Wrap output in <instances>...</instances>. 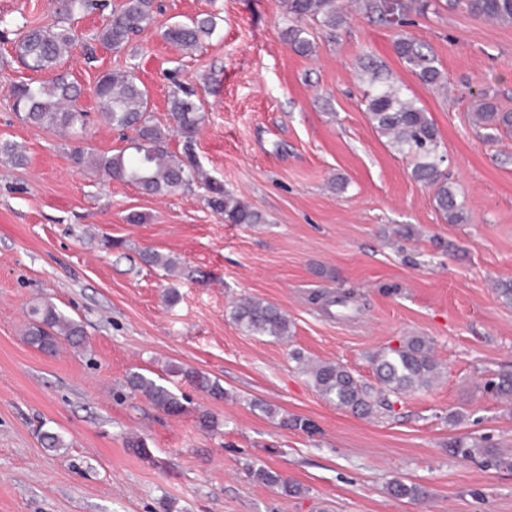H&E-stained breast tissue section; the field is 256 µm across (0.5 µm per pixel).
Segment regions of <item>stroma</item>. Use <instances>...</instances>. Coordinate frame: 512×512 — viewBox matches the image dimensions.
<instances>
[{"label": "stroma", "instance_id": "obj_1", "mask_svg": "<svg viewBox=\"0 0 512 512\" xmlns=\"http://www.w3.org/2000/svg\"><path fill=\"white\" fill-rule=\"evenodd\" d=\"M54 10L53 0H0V141L27 157H0V512H512V470L448 450L466 437L512 454V407L481 388L512 373V305L493 291L512 281V133L488 142L469 120L483 91L512 110V25L443 8L397 29L351 6L333 32L310 27L303 55L283 39L280 0H155L127 47L78 45L59 64L88 114L67 133L24 122L10 94L45 78L17 60V29L52 23ZM205 13L217 27L200 47L163 39ZM400 32L432 48L447 91L395 56ZM370 64L435 122L463 223L445 222L369 121ZM114 70L136 74L164 128L176 88L194 90V182L152 196L74 163L75 150L125 145L93 94ZM213 183L262 223H224L207 203ZM403 225L412 239L395 236ZM148 250L174 271L146 266ZM324 292L351 301L329 316L311 301ZM244 296L286 312L291 338L237 327L232 305ZM45 300L81 323L84 346L47 355L26 343L30 309ZM410 335L433 340L441 378L372 419L322 399L290 357L339 361L369 382L370 354ZM174 364L217 379L227 399L170 376ZM131 371L166 378L188 413L130 396ZM202 411L219 419L215 432L199 429ZM285 414L314 433L281 426ZM46 431L63 448H43ZM130 436L145 438L147 456L126 447ZM247 462L302 494L253 481ZM394 480L420 484L424 499L393 498Z\"/></svg>", "mask_w": 512, "mask_h": 512}]
</instances>
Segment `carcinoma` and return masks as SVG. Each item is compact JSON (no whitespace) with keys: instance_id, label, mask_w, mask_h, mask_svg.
Masks as SVG:
<instances>
[{"instance_id":"obj_1","label":"carcinoma","mask_w":512,"mask_h":512,"mask_svg":"<svg viewBox=\"0 0 512 512\" xmlns=\"http://www.w3.org/2000/svg\"><path fill=\"white\" fill-rule=\"evenodd\" d=\"M439 0H363L368 18L393 24V19H408L411 13L425 14L438 7ZM450 8L460 7L476 19L512 24V0H446ZM93 7L92 0H57L56 25L45 28L27 26L17 34L14 50L28 69L49 72L68 55L75 45L73 21L76 15ZM283 17L294 21L284 31L286 41L297 51L311 50L309 30L300 25L304 20L321 29L332 31L343 21L341 0H281ZM154 12V0H121L117 9L96 33L94 40L110 49L123 47L131 36L147 26ZM215 30L212 16L196 17L176 22L163 33L164 38L183 49H193L202 38ZM393 50L417 79L429 87H442L446 78L435 55L422 42L407 34L399 35ZM11 95L17 111L27 122L46 128L72 129L84 127L87 113L78 105L81 89L64 74H56L36 85L22 83L12 86ZM99 110L112 127L132 130L129 145L119 152L95 155L90 163L112 179L131 183L150 195H162L190 183L197 167L193 157L196 135L203 116L192 93H174L169 113L170 131L183 138L182 156L167 148V134L152 122L148 109V91L130 72L112 71L103 74L95 86ZM366 112L374 128L396 152L409 159L412 176L433 191L436 208L449 224L464 219L463 203L441 169L444 161L440 151L438 128L428 112L417 101L406 96L401 87L370 70L369 89L364 94ZM471 120L485 136L495 139L512 131V112L499 110L488 93L483 91L474 101ZM209 206L229 224H258L261 216L233 194L219 186L210 188ZM143 262L153 268L170 272L175 262L156 251L142 255ZM31 322L26 341L37 349L52 354L60 344L73 347L84 343L82 325L65 315L53 303L46 301L30 310ZM232 319L244 332L286 340L291 336L288 315L276 305L259 299L239 300L232 310ZM291 359L311 381L321 398L339 408L361 415L393 410L394 404L410 392L430 389L441 376V364L433 354V341L425 336H407L396 347L383 346L371 355L374 382H365L346 365L334 361H313L299 351ZM173 376L182 377L195 388L215 399L225 397L224 388L205 373L173 365ZM125 387L132 396H140L165 414L178 417L186 412L185 398L157 380L138 371L130 372ZM485 387L507 403L512 402V374H505ZM450 451L463 458L476 454L498 468L512 469V456L499 449L456 439ZM248 475L259 483L285 495H299L302 487L284 479L278 472L253 464H244ZM389 494L396 498L419 499L422 488L415 483L393 481Z\"/></svg>"}]
</instances>
